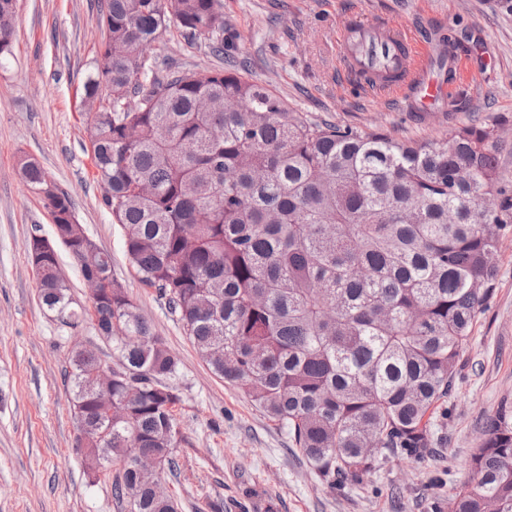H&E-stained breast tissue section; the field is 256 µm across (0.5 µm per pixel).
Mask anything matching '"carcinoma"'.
<instances>
[{
	"label": "carcinoma",
	"instance_id": "carcinoma-1",
	"mask_svg": "<svg viewBox=\"0 0 512 512\" xmlns=\"http://www.w3.org/2000/svg\"><path fill=\"white\" fill-rule=\"evenodd\" d=\"M14 0H0V58L12 53ZM189 49L224 55L222 0H101L104 38L83 85L89 153L125 254L158 290L198 355L288 432L317 478L361 484L383 461L433 456L428 412L451 392L493 292L512 193L499 179L496 126H453L442 143L398 141L309 122L271 88L231 68L183 71L149 54L168 22ZM459 49L448 34L439 64ZM20 171L47 183L29 158ZM46 209L75 212L58 190ZM92 313L58 261L36 269L61 326L90 317L116 353L112 420L84 390L101 359L71 352V406L86 467L119 465L128 512H177L132 454L177 446L168 392L177 358L154 336L112 255ZM452 512H512V414L486 416Z\"/></svg>",
	"mask_w": 512,
	"mask_h": 512
}]
</instances>
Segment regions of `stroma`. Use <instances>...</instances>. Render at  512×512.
I'll list each match as a JSON object with an SVG mask.
<instances>
[{
    "mask_svg": "<svg viewBox=\"0 0 512 512\" xmlns=\"http://www.w3.org/2000/svg\"><path fill=\"white\" fill-rule=\"evenodd\" d=\"M224 56L188 50L168 26L154 53L185 69L236 65L311 121L379 129L399 140L444 141L472 121L497 125L500 175L512 187V0H223ZM98 0H17L13 53L0 59V512H123L112 495L115 464L87 470L63 373L73 340L113 362L110 343L85 322L62 330L38 299L25 251L32 232L51 235L40 196L22 179L27 156L71 196L87 234L112 254V274L177 357L171 384L180 440L163 475L178 512H448V496L496 408L512 410V224L499 243L494 293L478 318L453 389L436 411L440 462L394 457L359 485L329 487L286 430L211 372L157 290L125 255L122 231L101 203L86 152L81 93L103 39ZM399 22L425 44L456 30L476 46L453 109L422 117L401 98L360 91L343 67L340 29Z\"/></svg>",
    "mask_w": 512,
    "mask_h": 512,
    "instance_id": "obj_1",
    "label": "stroma"
}]
</instances>
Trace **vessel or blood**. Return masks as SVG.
Here are the masks:
<instances>
[{
    "label": "vessel or blood",
    "mask_w": 512,
    "mask_h": 512,
    "mask_svg": "<svg viewBox=\"0 0 512 512\" xmlns=\"http://www.w3.org/2000/svg\"><path fill=\"white\" fill-rule=\"evenodd\" d=\"M338 48L346 72L383 65L397 73V81L377 79L369 88L379 96L408 97L415 111H436L456 90L455 83L441 79L430 50L414 51L413 35L404 25L345 28L338 35Z\"/></svg>",
    "instance_id": "b4317fda"
}]
</instances>
